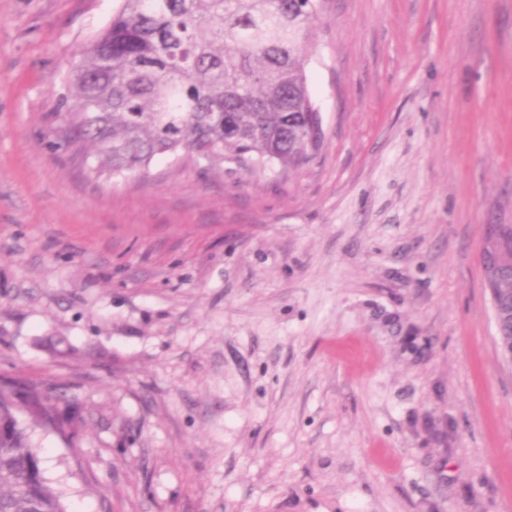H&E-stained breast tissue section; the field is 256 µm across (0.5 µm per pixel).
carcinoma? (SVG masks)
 Masks as SVG:
<instances>
[{
  "label": "carcinoma",
  "mask_w": 512,
  "mask_h": 512,
  "mask_svg": "<svg viewBox=\"0 0 512 512\" xmlns=\"http://www.w3.org/2000/svg\"><path fill=\"white\" fill-rule=\"evenodd\" d=\"M315 0H118L66 76L71 142L112 178L157 155L248 154L294 165L317 111L303 36ZM496 331L512 336V268L500 272ZM59 387L0 380V512H66L16 413L69 436Z\"/></svg>",
  "instance_id": "1"
}]
</instances>
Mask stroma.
I'll list each match as a JSON object with an SVG mask.
<instances>
[{"mask_svg":"<svg viewBox=\"0 0 512 512\" xmlns=\"http://www.w3.org/2000/svg\"><path fill=\"white\" fill-rule=\"evenodd\" d=\"M117 0H0V378L67 512H512V0H316L307 161L73 153ZM480 262L485 276L487 287L491 293V304L496 301V284L500 269L512 265V249L508 251L502 246L495 235L486 234L484 246L480 254ZM497 288H502L503 301L500 311V319L495 320L497 335L503 333L512 336V268L502 269Z\"/></svg>","mask_w":512,"mask_h":512,"instance_id":"obj_1","label":"stroma"}]
</instances>
